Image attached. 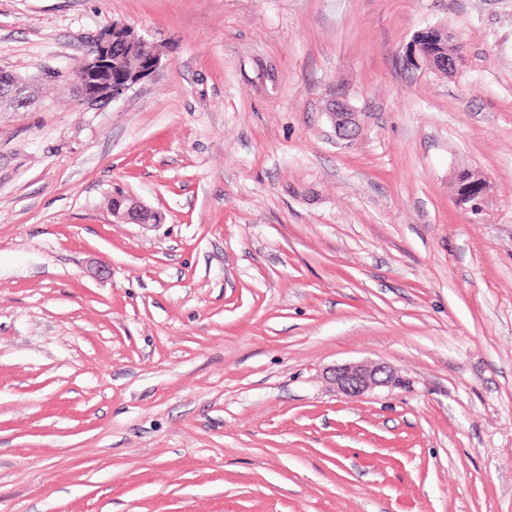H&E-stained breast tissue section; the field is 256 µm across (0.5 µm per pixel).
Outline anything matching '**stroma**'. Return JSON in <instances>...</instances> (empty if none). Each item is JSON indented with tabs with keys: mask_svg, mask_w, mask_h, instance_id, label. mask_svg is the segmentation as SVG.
I'll use <instances>...</instances> for the list:
<instances>
[{
	"mask_svg": "<svg viewBox=\"0 0 512 512\" xmlns=\"http://www.w3.org/2000/svg\"><path fill=\"white\" fill-rule=\"evenodd\" d=\"M0 71V512H512V0H0ZM127 25L112 23L92 40L89 52L76 71L75 77L83 102L88 106H103L126 95L135 85L155 73L159 55L144 37L131 33ZM133 58H146L148 66L138 68L120 88H112V65ZM86 87L90 91H86ZM448 50L447 56L436 58V56H430L426 54V49L424 47V43L421 40L415 41L411 45L410 50V58L415 64H417L420 60L431 62V69L437 73H445L454 72L457 68V65L461 59V56H448V55H456L460 52V46L452 44L451 40H448V48L447 46L444 49ZM426 62V63H427ZM329 116L341 137H350L356 129V112L343 100H336L330 108ZM459 184L455 191L456 201L459 206L463 207L467 212L477 215L484 212L491 196L489 181L482 177L477 181L465 180V182ZM112 218L117 224H159L162 220L158 212L148 209L136 198L120 189L112 192ZM325 376L339 393L349 398H359L376 388L397 384L396 374L384 363L334 364L326 368Z\"/></svg>",
	"mask_w": 512,
	"mask_h": 512,
	"instance_id": "1",
	"label": "stroma"
}]
</instances>
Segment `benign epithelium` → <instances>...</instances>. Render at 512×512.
<instances>
[{"instance_id":"benign-epithelium-1","label":"benign epithelium","mask_w":512,"mask_h":512,"mask_svg":"<svg viewBox=\"0 0 512 512\" xmlns=\"http://www.w3.org/2000/svg\"><path fill=\"white\" fill-rule=\"evenodd\" d=\"M411 61H427L437 73L455 71L461 56L436 58L426 54L420 40L411 45ZM160 65L159 55L148 40L114 23L103 28L92 40L89 52L76 71L75 77L83 102L88 106H103L126 95L135 85L155 73ZM336 133L351 136L356 129V112L343 100L332 104L329 112ZM491 196L486 178L465 181L455 191L459 206L477 215L484 212ZM112 218L117 224H158L162 217L148 209L136 198L119 189L112 192ZM325 376L336 390L349 398H359L380 387L396 385L397 376L383 363L342 364L326 368Z\"/></svg>"}]
</instances>
